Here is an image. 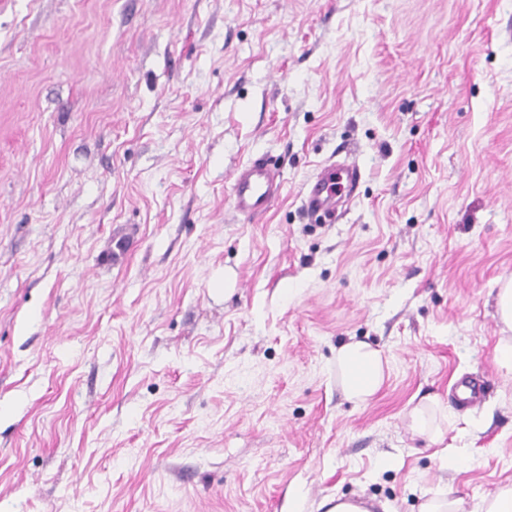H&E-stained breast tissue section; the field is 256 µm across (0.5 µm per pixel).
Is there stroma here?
Listing matches in <instances>:
<instances>
[{"instance_id": "35a3bbf8", "label": "stroma", "mask_w": 512, "mask_h": 512, "mask_svg": "<svg viewBox=\"0 0 512 512\" xmlns=\"http://www.w3.org/2000/svg\"><path fill=\"white\" fill-rule=\"evenodd\" d=\"M263 154L281 199L238 218ZM508 278L512 0H0V512H482ZM350 341L388 361L363 402ZM282 186V173L272 157L251 159L230 176L231 206L238 215L254 218L280 197ZM346 186L343 178H336V170L323 168L314 179L307 184L302 200L303 213L317 223L334 224L338 204L344 196L345 189L350 188L358 179L359 171L355 165H344ZM496 312L500 321L512 330V278L508 279L499 289ZM336 368L343 390L349 398L366 400L376 393L384 381V361L380 350L356 341L336 352ZM409 428L415 435L426 437L434 444L442 443L444 441V432L441 430H431L428 425L426 413L419 407L413 408L410 413Z\"/></svg>"}]
</instances>
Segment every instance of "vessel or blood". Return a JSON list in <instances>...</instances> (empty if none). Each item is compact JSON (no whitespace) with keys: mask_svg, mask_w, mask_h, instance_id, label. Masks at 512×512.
<instances>
[{"mask_svg":"<svg viewBox=\"0 0 512 512\" xmlns=\"http://www.w3.org/2000/svg\"><path fill=\"white\" fill-rule=\"evenodd\" d=\"M345 174V179H338L335 170L326 167L308 183L302 210L311 221L335 222L344 191L356 182L359 171L356 166L349 165ZM282 186V173L272 157L251 159L230 176L231 206L238 215L247 218L259 216L280 197Z\"/></svg>","mask_w":512,"mask_h":512,"instance_id":"obj_1","label":"vessel or blood"}]
</instances>
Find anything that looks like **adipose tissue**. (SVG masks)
Wrapping results in <instances>:
<instances>
[{
    "instance_id": "obj_1",
    "label": "adipose tissue",
    "mask_w": 512,
    "mask_h": 512,
    "mask_svg": "<svg viewBox=\"0 0 512 512\" xmlns=\"http://www.w3.org/2000/svg\"><path fill=\"white\" fill-rule=\"evenodd\" d=\"M336 368L344 392L358 401L376 393L384 381L381 351L362 341L348 343L337 351Z\"/></svg>"
}]
</instances>
